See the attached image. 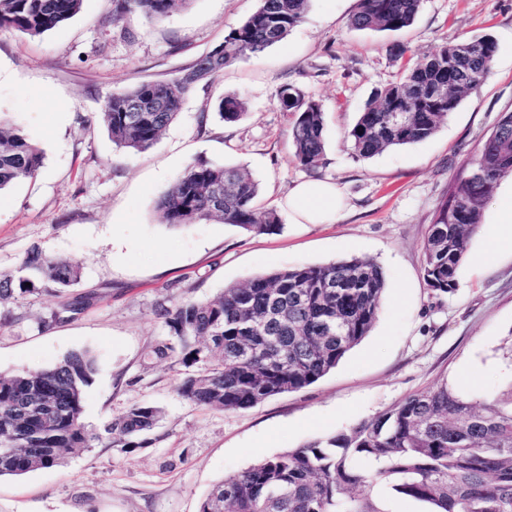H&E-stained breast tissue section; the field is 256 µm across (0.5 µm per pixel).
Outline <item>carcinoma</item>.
<instances>
[{
  "label": "carcinoma",
  "instance_id": "carcinoma-1",
  "mask_svg": "<svg viewBox=\"0 0 512 512\" xmlns=\"http://www.w3.org/2000/svg\"><path fill=\"white\" fill-rule=\"evenodd\" d=\"M118 17L148 22L168 17L188 0H116ZM258 9L195 65L170 81L136 85L112 96L101 120L120 149L145 152L180 114L188 94L224 68L283 41L300 25L310 0H259ZM83 0H0V29L40 36L71 20ZM423 0H359L354 29L397 32L416 19ZM490 36L444 44L413 63L408 48L392 45L402 61L398 81L368 100L348 134L353 152L372 158L432 137L467 94L488 75L496 57ZM292 128L294 160L307 170L325 165L323 112L293 86L279 96ZM217 111L226 123L244 115L235 96ZM394 112L403 121L391 119ZM43 164L37 144L0 121V192L34 178ZM512 175V112H506L459 173L424 242V279L438 294L456 287V271L482 212L500 181ZM259 182L240 166L188 167L155 200L161 223L203 221L247 233L282 228L274 210L258 207ZM72 260L28 250L16 271L0 274V300L50 282L62 294L81 277ZM386 274L375 261L353 257L328 264L274 270L230 284L216 297L159 311L168 330L152 350L185 368L178 394L215 410L242 411L306 388L336 368L372 330L383 308ZM85 299L61 303L58 319L82 310ZM96 357L75 351L40 371L0 374V477L61 466L68 453L98 443L132 451L150 444L161 410L141 403L112 418L103 432L81 420L83 390ZM392 499L426 506L423 512H512V375L491 393L471 395L444 379L376 417L264 458L216 484L200 512H390Z\"/></svg>",
  "mask_w": 512,
  "mask_h": 512
}]
</instances>
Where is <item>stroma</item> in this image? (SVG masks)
<instances>
[{
    "label": "stroma",
    "mask_w": 512,
    "mask_h": 512,
    "mask_svg": "<svg viewBox=\"0 0 512 512\" xmlns=\"http://www.w3.org/2000/svg\"><path fill=\"white\" fill-rule=\"evenodd\" d=\"M258 6L191 0L150 23L115 19L113 0H84L80 14L42 36L0 30V118L21 126L44 155L36 177L0 196V273L16 270L36 246L81 263L68 294L87 299L65 320L54 318L57 299L43 290L0 302V373L42 369L86 349L97 358L83 400L89 429L102 431L138 403L162 411L147 447L97 445L62 466L1 477L0 512H199L225 476L371 419L442 379L468 393L501 385L497 348L512 333V241L499 240L493 252L488 243L512 208V177L486 205L453 292L427 287L423 246L449 185L512 111V0H424L414 23L392 35L352 29L357 0H310L285 40L197 85L152 148L129 153L113 144L99 120L113 94L176 77ZM482 35L498 44L492 69L431 138L370 159L353 153L348 133L365 103L399 77L393 43L420 59ZM287 85L324 113V168L310 172L293 160L296 115L279 105ZM227 95L247 104L238 122L216 114ZM200 162L246 167L264 208H278L296 182L313 176L336 182L349 208L336 223H288L272 234L160 223L157 195ZM351 257L383 267L384 308L369 335L314 384L220 411L183 399L182 366L152 358L167 334L160 309L273 269Z\"/></svg>",
    "instance_id": "1"
}]
</instances>
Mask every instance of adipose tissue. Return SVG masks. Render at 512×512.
<instances>
[{
  "label": "adipose tissue",
  "mask_w": 512,
  "mask_h": 512,
  "mask_svg": "<svg viewBox=\"0 0 512 512\" xmlns=\"http://www.w3.org/2000/svg\"><path fill=\"white\" fill-rule=\"evenodd\" d=\"M282 206L293 223L332 224L345 207V196L333 181L304 180L289 191Z\"/></svg>",
  "instance_id": "1"
}]
</instances>
